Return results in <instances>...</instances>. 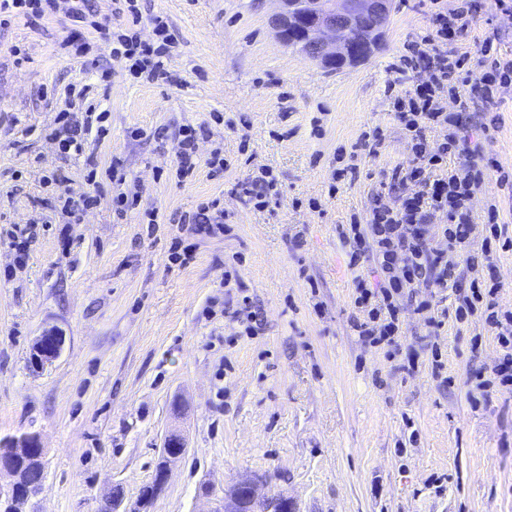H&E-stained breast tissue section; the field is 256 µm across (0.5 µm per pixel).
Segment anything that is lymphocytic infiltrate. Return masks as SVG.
Wrapping results in <instances>:
<instances>
[{"instance_id": "1", "label": "lymphocytic infiltrate", "mask_w": 512, "mask_h": 512, "mask_svg": "<svg viewBox=\"0 0 512 512\" xmlns=\"http://www.w3.org/2000/svg\"><path fill=\"white\" fill-rule=\"evenodd\" d=\"M151 25L153 43L126 34L117 35L112 43L113 60L125 64L136 77L162 75L163 59L175 40L162 18H153ZM463 31L460 14L437 12L431 34L412 45L409 56L402 60V71L423 70L427 77L414 82L407 101L395 105V118L413 144L416 165L407 173L394 169L392 178L400 183L423 179V190L397 204L378 203L369 222H351L340 237L351 247V266H358L366 255L379 274V281L372 288L363 276L354 279L355 305L361 316L354 319L353 329L366 345L395 347L401 334L400 306L412 298L413 287L421 285L440 291L449 288L454 271L449 255L466 251L473 237L481 236V253L471 256L470 262L480 265L483 274L471 281L455 307L454 318L465 323L477 316L496 329L495 340L501 357L493 373L502 388L512 391V312L501 311L495 301L503 286L495 260L501 246L500 212L497 206H489L482 224L477 226L470 208L495 163L484 160L468 135L459 131L463 113L470 111L478 100L488 113L481 125L483 132L496 129L499 117L494 109L500 99L512 93V59L499 56L492 41L487 39L479 46L481 71L476 80L460 76L462 60L457 55V42ZM465 84L470 85V94L461 93L460 88ZM448 98L453 99L454 108L445 106ZM105 120L102 112L96 118L81 121L70 113H59L56 121L62 133L58 141L60 151L82 154L89 132L105 136ZM444 125L450 128L447 140L429 142L427 130ZM452 154L463 157L464 162L455 173L441 176L440 171ZM428 171L434 173V180H424L423 175ZM435 214L444 219V243L438 247L430 245L427 225L428 218Z\"/></svg>"}]
</instances>
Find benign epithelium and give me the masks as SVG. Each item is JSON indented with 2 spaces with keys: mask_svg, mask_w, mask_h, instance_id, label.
<instances>
[{
  "mask_svg": "<svg viewBox=\"0 0 512 512\" xmlns=\"http://www.w3.org/2000/svg\"><path fill=\"white\" fill-rule=\"evenodd\" d=\"M280 9L270 23L283 40L299 38L306 44V54L321 67L333 68L354 65L367 60L379 45L378 35L390 15L392 0H277ZM360 16L375 20L363 36L361 45L353 46L343 39L341 26ZM34 346L41 355V366L51 364L61 353L63 336L59 329L49 328L37 337ZM172 451L165 454V463L159 479L167 485L170 465L185 455L186 445L178 435H169ZM7 483L0 485V512H29L28 505L42 487L22 490L12 470L0 461V477ZM243 495L260 507V512H295V505L285 496L274 499L258 495V482L246 477L237 481Z\"/></svg>",
  "mask_w": 512,
  "mask_h": 512,
  "instance_id": "1",
  "label": "benign epithelium"
}]
</instances>
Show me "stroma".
<instances>
[{
  "instance_id": "obj_1",
  "label": "stroma",
  "mask_w": 512,
  "mask_h": 512,
  "mask_svg": "<svg viewBox=\"0 0 512 512\" xmlns=\"http://www.w3.org/2000/svg\"><path fill=\"white\" fill-rule=\"evenodd\" d=\"M140 4L135 26L123 0H93L102 28L86 32L82 57L59 50L65 8L37 27L0 28V438L40 437L37 512H97L115 484L135 501L174 431L188 451L151 512H208L205 488L223 492L248 473L297 512H512V393L493 390L476 406L466 398L469 377L490 374L500 355L493 331L477 318L453 323L457 288H423L431 310L403 306L396 353L363 345L338 237L378 200L419 188L391 179L414 164L393 103L410 88L400 60L435 12L463 9L458 51L473 74L483 39L512 57V18L498 0H395L380 49L327 73L278 38L275 0ZM155 15L176 42L164 79H136L112 59L111 41L133 28L152 40ZM78 92L108 112V132L71 156L50 133ZM498 111L488 139L475 105L470 138L510 171L512 95ZM189 126L200 131L198 167L183 178L177 143ZM374 131L375 156L360 145ZM216 151L218 172L208 165ZM262 168L278 194L257 211L239 191ZM59 173L72 197L98 198L81 223L61 211ZM121 193L129 206L119 211ZM214 201L222 231L178 223ZM492 204L512 239V192L493 174L472 201L474 222ZM16 224L31 235L21 264L4 243ZM178 238L192 248L183 265L170 260ZM245 299L265 317L252 336L233 317ZM50 327L65 336L62 353L31 368L32 343Z\"/></svg>"
}]
</instances>
